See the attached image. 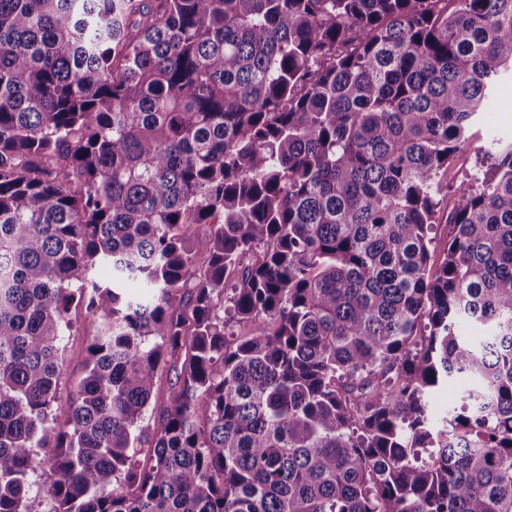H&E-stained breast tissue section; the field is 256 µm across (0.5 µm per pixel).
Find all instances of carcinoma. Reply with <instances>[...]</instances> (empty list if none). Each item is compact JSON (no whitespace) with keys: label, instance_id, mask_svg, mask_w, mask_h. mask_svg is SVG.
I'll return each instance as SVG.
<instances>
[{"label":"carcinoma","instance_id":"carcinoma-1","mask_svg":"<svg viewBox=\"0 0 512 512\" xmlns=\"http://www.w3.org/2000/svg\"><path fill=\"white\" fill-rule=\"evenodd\" d=\"M509 77L512 0H0V512H512ZM479 135L474 138L473 149L483 146L486 138L512 137V81L501 83L489 98L481 113ZM69 319L71 328L62 338L64 365L60 392L53 407L58 422L64 421L71 393L86 375V347L96 332L95 323L87 316L83 302L72 304Z\"/></svg>","mask_w":512,"mask_h":512}]
</instances>
